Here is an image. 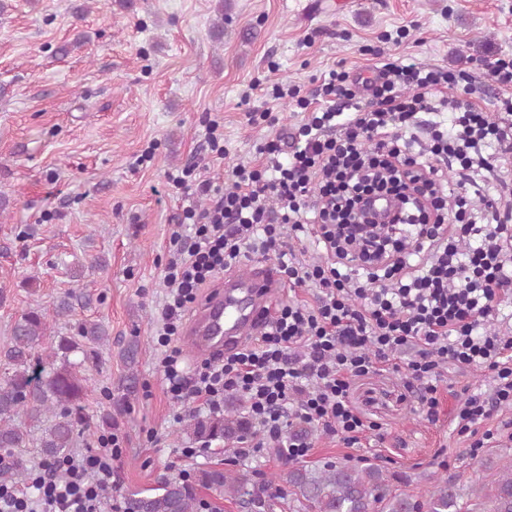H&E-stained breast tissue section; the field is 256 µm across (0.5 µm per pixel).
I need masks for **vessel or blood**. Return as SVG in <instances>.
Returning a JSON list of instances; mask_svg holds the SVG:
<instances>
[{
	"mask_svg": "<svg viewBox=\"0 0 512 512\" xmlns=\"http://www.w3.org/2000/svg\"><path fill=\"white\" fill-rule=\"evenodd\" d=\"M279 288L278 275L263 262L244 273L225 272L187 319L185 340L204 357L239 351L258 335Z\"/></svg>",
	"mask_w": 512,
	"mask_h": 512,
	"instance_id": "1",
	"label": "vessel or blood"
}]
</instances>
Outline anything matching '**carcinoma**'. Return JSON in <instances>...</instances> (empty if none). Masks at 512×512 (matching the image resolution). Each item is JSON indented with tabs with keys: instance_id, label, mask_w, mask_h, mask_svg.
Wrapping results in <instances>:
<instances>
[{
	"instance_id": "obj_1",
	"label": "carcinoma",
	"mask_w": 512,
	"mask_h": 512,
	"mask_svg": "<svg viewBox=\"0 0 512 512\" xmlns=\"http://www.w3.org/2000/svg\"><path fill=\"white\" fill-rule=\"evenodd\" d=\"M78 300L71 292L64 294L51 318L39 304L29 308L13 323L10 343L0 351V484L25 482L26 452L55 461L74 447L80 433L91 428L110 431L119 425L112 406L91 415L84 404L86 371L97 363L99 349L109 345L110 336L101 323H85L76 332H67L65 318ZM140 351L135 341L121 352L127 375L116 398L118 406L136 390ZM251 434L252 420L235 397L228 399L221 414L188 415L180 432L192 443L222 447H233ZM485 471L472 486L476 503L470 509L454 474L435 478L423 495L414 496L397 491V477L379 465L339 463L316 469L289 464L272 475L266 487L251 491L249 468L203 464L188 479L162 477L151 493L125 491L120 512H198L201 489L221 496L251 495L260 502L271 487L288 493L293 512H477L486 502L491 512H512V456H499L497 467L487 464Z\"/></svg>"
}]
</instances>
